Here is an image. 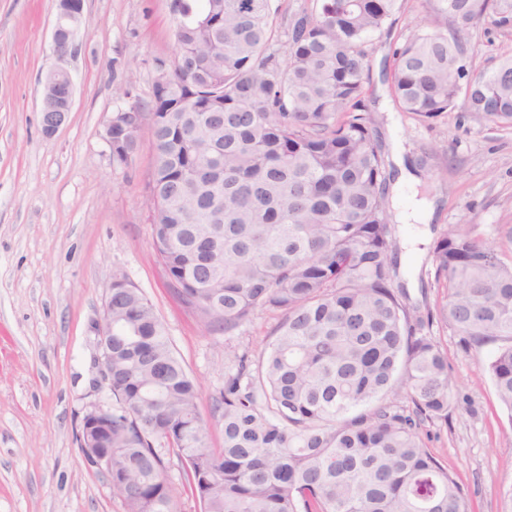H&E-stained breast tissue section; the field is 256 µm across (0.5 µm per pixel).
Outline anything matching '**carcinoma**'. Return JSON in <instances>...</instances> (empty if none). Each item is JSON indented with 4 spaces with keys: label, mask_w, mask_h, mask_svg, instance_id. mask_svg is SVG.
I'll use <instances>...</instances> for the list:
<instances>
[{
    "label": "carcinoma",
    "mask_w": 512,
    "mask_h": 512,
    "mask_svg": "<svg viewBox=\"0 0 512 512\" xmlns=\"http://www.w3.org/2000/svg\"><path fill=\"white\" fill-rule=\"evenodd\" d=\"M312 2L279 23L272 0H175L176 49L151 103L112 113L117 165L152 120L146 205L178 299L226 336L258 310L281 315L275 342L227 374L224 447L211 448L154 307L112 271V491L125 512H179L164 447L201 512H468L422 437L453 405L435 324L497 344L487 370L512 414V249L450 224L432 248L441 302L421 310L399 280L396 170L365 103L367 42L397 0ZM427 2L429 28L392 52L395 103L419 123L460 103L512 128V52L474 78L457 64L474 20L512 28V0Z\"/></svg>",
    "instance_id": "1"
}]
</instances>
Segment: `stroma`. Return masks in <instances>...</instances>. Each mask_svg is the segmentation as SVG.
Segmentation results:
<instances>
[{"mask_svg": "<svg viewBox=\"0 0 512 512\" xmlns=\"http://www.w3.org/2000/svg\"><path fill=\"white\" fill-rule=\"evenodd\" d=\"M53 0H0V512H125L77 433L100 387L101 322L113 270L151 302L196 382L211 447L224 445L216 400L234 355L257 356L279 314L260 312L235 335L208 332L175 296L153 244L149 135L128 165L113 163L105 125L118 108L149 102L157 60L175 52L169 0H85L67 67L72 108L53 135L41 128L52 52ZM512 47L492 16L472 24L464 63L479 74ZM366 103L390 158L431 152L428 168L390 187L400 279L412 302L434 306L431 249L449 225L470 224L496 244L512 229V128L456 108L429 124L399 112L385 75L386 39L369 47ZM432 336L455 383L447 421L428 424V451L468 494L469 512H501L512 485V413L486 370L493 344L466 346L455 329Z\"/></svg>", "mask_w": 512, "mask_h": 512, "instance_id": "35a3bbf8", "label": "stroma"}]
</instances>
